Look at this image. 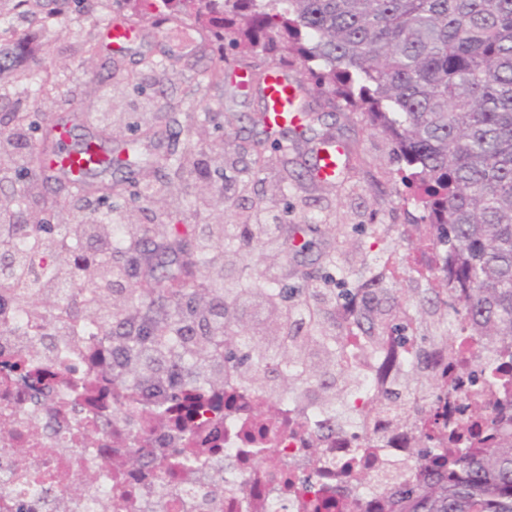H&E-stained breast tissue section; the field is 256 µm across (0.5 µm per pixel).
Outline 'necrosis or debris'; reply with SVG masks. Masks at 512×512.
<instances>
[{
  "instance_id": "1",
  "label": "necrosis or debris",
  "mask_w": 512,
  "mask_h": 512,
  "mask_svg": "<svg viewBox=\"0 0 512 512\" xmlns=\"http://www.w3.org/2000/svg\"><path fill=\"white\" fill-rule=\"evenodd\" d=\"M52 316L26 310L0 318V512H384L418 485L424 461L448 454V433L512 434V422L477 419L475 400H512V341L456 334L418 346L408 336L370 345L349 340L340 361L358 384L341 405L314 386L264 393L224 381L186 383L175 398L110 378L104 322H87L78 344L47 335ZM430 381L424 409L404 423L388 409L415 400L402 370ZM429 435L426 452L417 445ZM165 457L194 452V464L163 471L129 466L139 449ZM135 485L127 499L116 482Z\"/></svg>"
}]
</instances>
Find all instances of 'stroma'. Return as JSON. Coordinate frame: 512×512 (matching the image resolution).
<instances>
[{
    "label": "stroma",
    "mask_w": 512,
    "mask_h": 512,
    "mask_svg": "<svg viewBox=\"0 0 512 512\" xmlns=\"http://www.w3.org/2000/svg\"><path fill=\"white\" fill-rule=\"evenodd\" d=\"M52 8L51 0H31L29 11L21 14L13 0H0V16L26 46L18 67L39 58L49 76L45 93L35 95L14 73L0 75V129L14 127L13 114L26 117L18 127V153L30 155L40 127L77 113L85 122L74 127V139L98 134L108 119L114 144L138 141L150 158L175 159L189 150L208 164L207 181L174 182L163 202H136L124 191L107 202L69 210L68 223L102 213L116 222L128 214L138 224L229 225L243 215L258 216L265 224L306 223L307 239L335 254V265L276 241L244 250L238 273L282 270L285 284L295 289L317 287L335 274L337 306L357 308L354 319L336 325L349 335L363 336L380 326L405 327L410 335L428 339L450 334L455 316L443 300L434 301L432 313L417 310L428 282L415 271L413 256L433 248V233L413 221L393 144L362 113L334 111L328 96L312 86L303 95L351 153L339 180L323 183L307 176L310 146L296 138L289 139L287 150L265 152L263 162L253 165L261 133L250 118L263 107L258 85L244 90L232 77L214 84L207 75L215 68H235L252 76L272 68L271 60L218 51L201 29L192 31L197 47L189 50L147 22L138 43L115 54L105 45L103 25L114 15L112 0H68L60 18ZM89 38L100 45L93 56L82 49Z\"/></svg>",
    "instance_id": "stroma-1"
}]
</instances>
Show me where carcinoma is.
<instances>
[{
    "label": "carcinoma",
    "instance_id": "1",
    "mask_svg": "<svg viewBox=\"0 0 512 512\" xmlns=\"http://www.w3.org/2000/svg\"><path fill=\"white\" fill-rule=\"evenodd\" d=\"M156 24L192 20L219 48L264 55L298 67L329 96L333 107L361 112L395 144L421 221L435 229L446 256L444 279L431 289L462 291L460 329L485 342L512 338V0H115ZM22 50L12 25L0 22V56ZM59 151L46 129L31 156L35 168ZM156 185L197 169L190 153L154 161ZM112 185L86 181L79 199L110 198ZM45 218L19 224L3 254L0 300L22 305L32 287L41 296L80 286L81 299L61 307L63 320L90 317L112 325L108 349L117 375L171 390L204 372L224 381V363L240 380L268 391L317 384L336 396L338 336L325 324L336 295L307 289L300 307L308 320L290 325L294 292L259 276L224 279L212 257L239 260L240 243L267 236L244 221L228 230L216 224H165L183 256L175 275H152L148 286L122 288L128 225L107 224L110 236L89 250L79 226L59 239L38 230ZM255 300L276 311L288 346L257 352L232 328L231 310ZM450 471L423 483L403 512H512V437L448 458Z\"/></svg>",
    "mask_w": 512,
    "mask_h": 512
}]
</instances>
